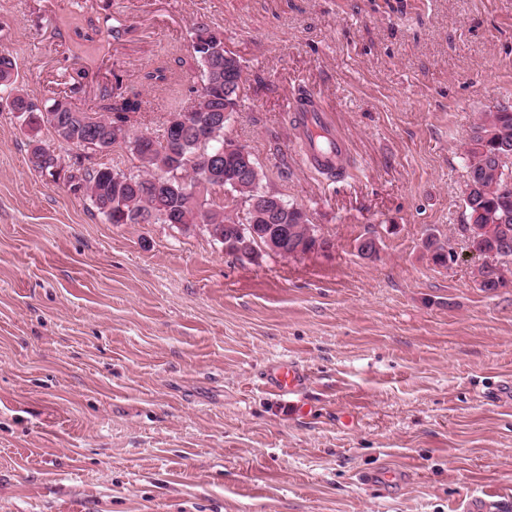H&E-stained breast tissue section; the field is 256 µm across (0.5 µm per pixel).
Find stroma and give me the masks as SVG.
<instances>
[{
    "instance_id": "obj_1",
    "label": "stroma",
    "mask_w": 512,
    "mask_h": 512,
    "mask_svg": "<svg viewBox=\"0 0 512 512\" xmlns=\"http://www.w3.org/2000/svg\"><path fill=\"white\" fill-rule=\"evenodd\" d=\"M106 14L123 37L85 41ZM202 27L243 66L225 138L332 248L253 264L199 230L109 223L33 169L1 87L0 512H458L512 495V395L494 394L512 382V288L423 250L467 221L462 142L512 104V0H0L30 100L82 67L91 112L118 74L158 140L202 85ZM303 90L348 141L341 184L297 161ZM284 355L310 379L278 399L258 374ZM383 463L410 471L396 494L359 481Z\"/></svg>"
}]
</instances>
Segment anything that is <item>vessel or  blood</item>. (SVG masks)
I'll use <instances>...</instances> for the list:
<instances>
[{"label": "vessel or blood", "mask_w": 512, "mask_h": 512, "mask_svg": "<svg viewBox=\"0 0 512 512\" xmlns=\"http://www.w3.org/2000/svg\"><path fill=\"white\" fill-rule=\"evenodd\" d=\"M294 127L302 147L301 161L325 171L331 178H342L349 165L345 137L338 130L334 118L318 101L310 96L297 99L294 106ZM326 137L327 148H319V137ZM262 388L278 398L300 394L307 386L308 376L298 362L285 358L266 364L260 375Z\"/></svg>", "instance_id": "vessel-or-blood-1"}]
</instances>
